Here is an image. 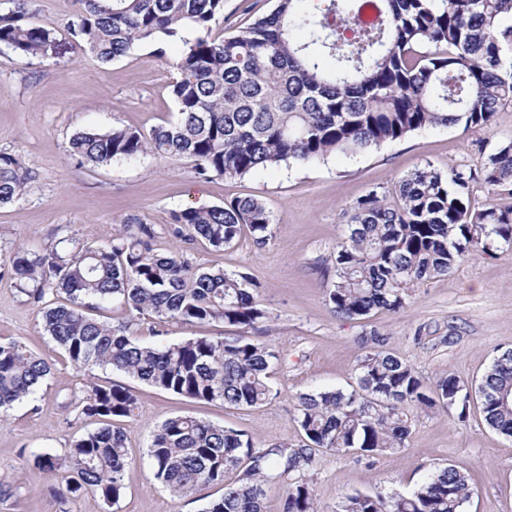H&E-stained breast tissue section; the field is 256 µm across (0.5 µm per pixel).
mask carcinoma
Returning <instances> with one entry per match:
<instances>
[{
	"label": "carcinoma",
	"instance_id": "obj_1",
	"mask_svg": "<svg viewBox=\"0 0 512 512\" xmlns=\"http://www.w3.org/2000/svg\"><path fill=\"white\" fill-rule=\"evenodd\" d=\"M71 38L102 62L127 56L145 41L166 56L178 78L169 92L177 118L148 134L114 127L78 132L69 154L80 164L153 154L192 164L197 178L245 176L282 164L319 162L332 153L358 155L428 127L491 125L512 103V0H275L274 8L230 38L210 35L224 0H76ZM30 0H0V51L43 58L55 32L27 21ZM33 171L0 152V204L25 192ZM481 182L489 200L471 202ZM512 141L479 166L430 165L407 173L391 190H372L346 212L349 236L337 246L326 285L331 311L362 319L396 313L424 278L446 275L466 255L494 242L512 249ZM174 233L233 246L243 230L267 240L272 217L255 197L188 206L171 214ZM154 228L135 219L112 239L72 249L20 247L9 271L38 306L42 331L81 368L131 375L157 389L227 408H258L274 397L271 376L280 354L243 336L164 339L160 327L222 322L251 326L269 317L242 272L202 270L184 252L153 251ZM120 302L125 320L97 312ZM154 318L155 341L135 335ZM376 330L362 337L357 388L306 393L297 422L305 442L255 445L245 431L178 415L153 433L147 455L154 479L176 496L220 486L204 512H263L265 485L286 488L282 512H317L306 472L316 452L358 450L382 455L404 447L413 412L466 410L467 385L454 375L429 388L410 364L385 350ZM52 366L22 342L0 338V421L39 392ZM487 425L512 438V350L502 352L477 386ZM133 393L119 385H85L81 413L98 427L74 441L64 461L37 454L34 464L62 471L50 503L91 494L116 504L132 463L126 431ZM469 477L440 467L411 494L356 493L338 512H463Z\"/></svg>",
	"mask_w": 512,
	"mask_h": 512
}]
</instances>
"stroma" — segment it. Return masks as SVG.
Masks as SVG:
<instances>
[{"instance_id":"1","label":"stroma","mask_w":512,"mask_h":512,"mask_svg":"<svg viewBox=\"0 0 512 512\" xmlns=\"http://www.w3.org/2000/svg\"><path fill=\"white\" fill-rule=\"evenodd\" d=\"M275 0H224L213 36H228ZM75 0H33V20L52 28L55 46L43 59L0 53V151L33 167L35 176L15 202L0 205V337L14 338L54 365V375L35 401L15 405L0 424V512H45L58 474L36 468L39 453L63 455L96 427L77 403L88 381L129 388L137 399L123 419L134 463L125 492L113 506L84 495L65 512H204L220 496L207 488L179 497L156 481L147 447L166 419L193 415L248 431L256 444H301L295 420L301 394L357 385L371 330L387 334L389 351L411 364L427 384L452 374L475 386L494 358L512 349V250L493 245L468 255L447 275L418 281L404 310L372 312L350 320L334 316L325 302L337 245L348 236L345 213L371 190L389 189L403 175L432 165L473 168L512 140V106L500 108L491 126L427 128L361 155L334 154L312 164L258 170L241 178L199 181L190 164L145 155L90 166L68 153L73 134L127 127L141 132L174 119L169 92L175 72L146 43L109 63L80 49L66 30ZM261 199L273 216L262 245L243 233L230 249L190 245L172 232L170 216L188 204L221 205L236 197ZM153 225V247L180 248L194 267L249 274L270 311L267 320L239 327L221 323L167 325L168 340L189 336H246L275 347L281 360L272 377L277 395L257 409H228L161 391L111 369L72 366L43 336L38 306L18 287L6 266L19 246L44 249L75 238L104 243L129 218ZM455 466L470 478L463 512H512V439L489 428L478 397L467 414L458 409L414 414L401 451L387 455L323 451L307 474L319 512H336L348 495L408 494L435 470Z\"/></svg>"}]
</instances>
